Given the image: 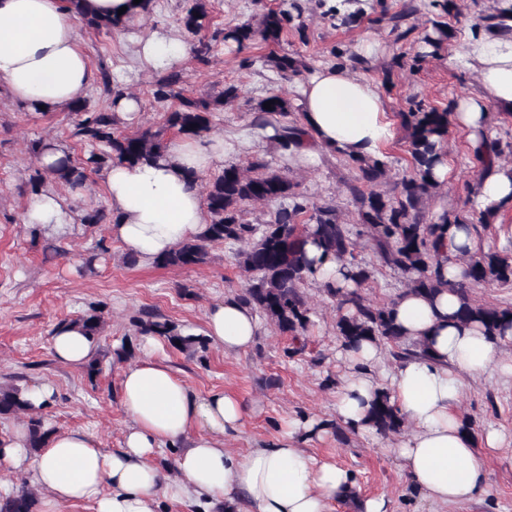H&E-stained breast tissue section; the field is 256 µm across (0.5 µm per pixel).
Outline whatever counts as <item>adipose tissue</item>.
Wrapping results in <instances>:
<instances>
[{"label":"adipose tissue","mask_w":512,"mask_h":512,"mask_svg":"<svg viewBox=\"0 0 512 512\" xmlns=\"http://www.w3.org/2000/svg\"><path fill=\"white\" fill-rule=\"evenodd\" d=\"M191 53L170 30L157 29L138 44L143 69L173 67ZM449 66L475 74L477 90L461 98L450 124L480 139L497 112H512V0H493L488 20L469 31L448 56ZM94 73L81 46L75 14L65 0H0V84L30 108L85 98ZM301 134L288 147L295 166L315 163L324 151L356 158L380 156L393 131L381 88L345 65L329 66L300 86ZM217 135L170 140L165 159L115 164L105 186L112 212L109 234L140 262L149 264L179 243L202 235L210 222L198 174L236 151ZM485 170L473 196L475 208L512 211V165L485 154ZM25 223L60 232L72 222L53 191L36 195ZM477 249L470 225H452L443 265L449 286L427 299L411 291L398 296L394 314L407 338L427 341V356L379 370L383 359L371 342L342 348L347 374L336 386V414L358 433L368 432L366 413L378 389L389 388L409 427L392 448L415 490L441 505L482 500L488 477L458 407L468 381L498 372L512 376V327L484 335L479 326L458 322L451 283ZM206 333L225 352L248 350L260 331L255 311L228 297L206 312ZM57 359L83 364L93 342L77 328L57 329ZM140 359L122 375L120 402L129 418L122 445L106 452L82 430L52 433L32 456L27 431L0 434V466L31 473L50 503H90L95 512H162L164 500L187 503L193 512H332L336 500L355 486L349 470L307 456L294 444L297 433H324L316 421L291 420L276 441L241 453L224 442L241 434L247 415L235 397L216 390L198 396L144 344ZM177 449L174 478L154 459Z\"/></svg>","instance_id":"obj_1"}]
</instances>
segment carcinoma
Instances as JSON below:
<instances>
[{
	"instance_id": "1",
	"label": "carcinoma",
	"mask_w": 512,
	"mask_h": 512,
	"mask_svg": "<svg viewBox=\"0 0 512 512\" xmlns=\"http://www.w3.org/2000/svg\"><path fill=\"white\" fill-rule=\"evenodd\" d=\"M74 9L79 23L107 34L125 30V25L110 18L96 15L87 0H67ZM286 11L268 10L257 23H242L224 31H217L212 41L195 46L194 54L200 58L213 50V43L232 41L245 47L256 40L267 44L280 41L292 23ZM180 22L183 28L197 34L208 25L205 0H185ZM269 62L280 74L287 75L306 67V64L288 56L271 55ZM180 73L172 71L159 80L154 97L166 100L179 97L176 108L166 113L165 127L178 135L200 139L213 127L216 111L238 97V89L229 86L213 100L179 96ZM272 100L271 109L264 103ZM69 111L79 116L75 136L101 147L82 164L71 160L54 168L37 166L29 177L30 191L37 195L48 184L60 183L72 188L86 179V171L108 169L116 163L139 164L165 156L167 141L161 133L128 134L121 131L115 113L90 111L85 102L68 105ZM290 103L280 93L270 92L256 106L254 125L264 128L272 125L270 118L285 114ZM450 108L439 109L418 105L411 112L401 113L406 130L407 151L412 159V172L403 177L396 191H378L376 187L387 176L386 163L379 158H351L357 170L356 185L350 188L351 205L359 220V228L351 229L337 217L336 205L324 202L310 203L296 192V184L287 174L270 168L267 161L256 158L243 169L236 164L224 166L222 172L211 179L206 188L204 202L210 215L206 232L180 243L158 263L177 268H192L206 263L207 245L215 242L241 243L235 254L237 265L248 274L239 299L260 312L281 332L293 337L304 334L309 326V307L301 286L314 275L315 260L308 255V244L315 245L324 258L347 263L352 278L358 284L354 290L338 288L330 282L321 283L323 292L336 302L342 313L336 319V334L346 345L363 341L386 344L396 361L422 357L427 353L425 342H410L396 324L394 301L375 304L362 292L371 278L369 268L357 259V239L371 241L379 262L394 271L407 275V289L434 296L448 286L443 281L441 264L444 259L441 239L453 224H470L474 231L487 228L495 214L491 210H471L466 214H448L441 223L424 221L423 198L438 188L433 182L432 168L438 152L448 144V113ZM512 152V143H502L489 137L484 148L474 151L475 160L483 163L481 152L488 150L502 155L504 149ZM290 204L270 213L262 226L248 224L242 219L243 206L249 203L273 205L283 199ZM512 281V257L497 251L469 256L463 279L453 284L459 298L456 313L458 321L476 323L487 335H494L512 326V308H499L476 302L471 288L476 284ZM79 328L88 338L98 341L106 320L102 310L67 321ZM140 331L166 339L173 347L186 352L203 346L198 335L182 331L179 325L153 312L145 313L138 321ZM26 388L0 385V416H28V447L39 450L46 446L53 429L32 414L25 398ZM367 425L376 433L389 436L399 434L405 422L395 411L386 389L375 394L366 417ZM35 498L30 492L0 502V512H32Z\"/></svg>"
}]
</instances>
